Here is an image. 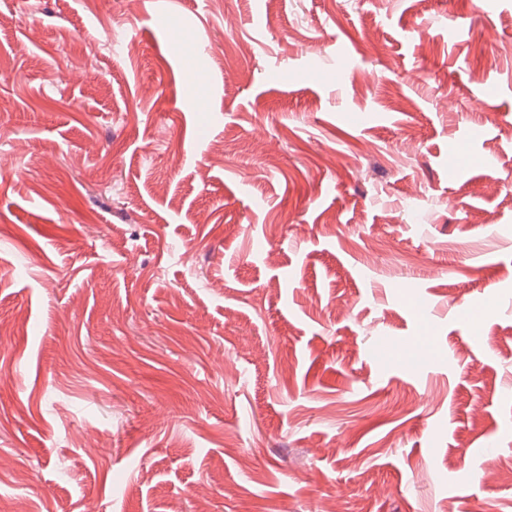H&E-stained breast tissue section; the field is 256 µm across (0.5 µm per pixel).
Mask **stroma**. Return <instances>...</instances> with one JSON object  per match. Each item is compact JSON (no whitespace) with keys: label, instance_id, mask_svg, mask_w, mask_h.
I'll list each match as a JSON object with an SVG mask.
<instances>
[{"label":"stroma","instance_id":"stroma-1","mask_svg":"<svg viewBox=\"0 0 512 512\" xmlns=\"http://www.w3.org/2000/svg\"><path fill=\"white\" fill-rule=\"evenodd\" d=\"M509 461L512 0H0L1 502L512 512Z\"/></svg>","mask_w":512,"mask_h":512}]
</instances>
